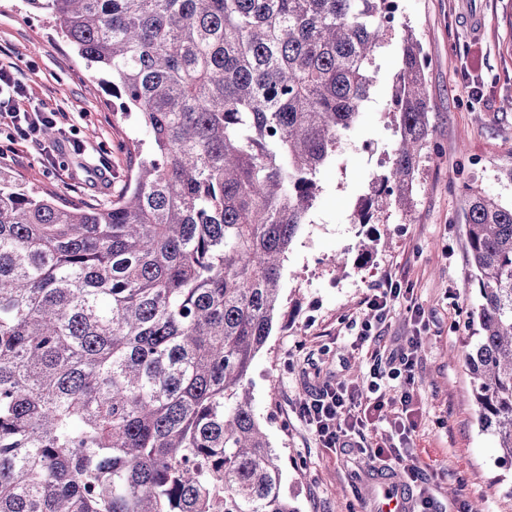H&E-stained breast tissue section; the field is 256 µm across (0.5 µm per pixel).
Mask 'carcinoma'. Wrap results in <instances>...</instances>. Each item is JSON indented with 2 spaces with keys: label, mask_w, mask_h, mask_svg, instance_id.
<instances>
[{
  "label": "carcinoma",
  "mask_w": 512,
  "mask_h": 512,
  "mask_svg": "<svg viewBox=\"0 0 512 512\" xmlns=\"http://www.w3.org/2000/svg\"><path fill=\"white\" fill-rule=\"evenodd\" d=\"M137 114L131 173L62 205L0 169V512H298L248 373L283 262L394 28L389 0H27ZM401 41L369 224L408 213L431 148ZM477 418L512 463V204L466 186Z\"/></svg>",
  "instance_id": "carcinoma-1"
}]
</instances>
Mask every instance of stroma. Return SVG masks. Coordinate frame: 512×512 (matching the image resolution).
I'll list each match as a JSON object with an SVG mask.
<instances>
[{"label":"stroma","instance_id":"35a3bbf8","mask_svg":"<svg viewBox=\"0 0 512 512\" xmlns=\"http://www.w3.org/2000/svg\"><path fill=\"white\" fill-rule=\"evenodd\" d=\"M392 34L376 57V81L355 127L319 175L322 190L284 263L281 307L249 378L256 417L281 452L283 489L299 512H378L393 472L347 448L322 447L299 415L301 400L323 385L365 386L375 357L418 340L413 397L416 430L407 464L426 478L441 512L459 500L484 512H512V466L496 439L480 430L469 372L459 352L475 344L470 318L477 293L467 285L464 183L512 202V0H397ZM411 29L428 60L435 146L420 169L415 207L377 224H358L353 209L391 152L388 114L399 70V43ZM0 62L15 64L34 103L65 113L83 149L49 141L47 152L0 133V167L15 183L68 204L115 200L130 166L132 120L113 116L103 73L89 70L26 0H0ZM478 87L469 97V87ZM378 237L376 250L357 245ZM351 270L338 276L337 253ZM404 290L359 343L365 299L386 280ZM424 309V324L410 306Z\"/></svg>","mask_w":512,"mask_h":512}]
</instances>
